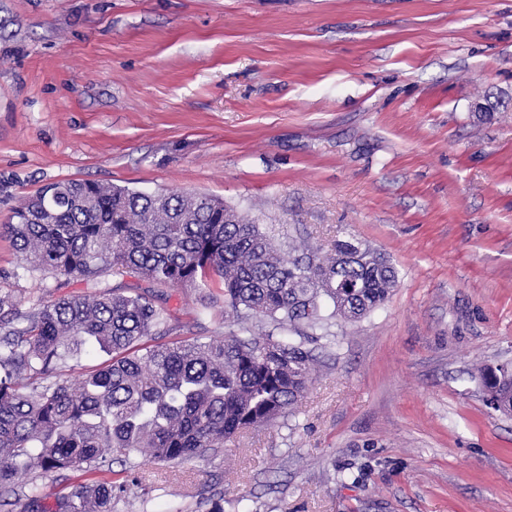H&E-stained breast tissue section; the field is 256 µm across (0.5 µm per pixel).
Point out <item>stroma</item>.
Wrapping results in <instances>:
<instances>
[{
	"instance_id": "obj_1",
	"label": "stroma",
	"mask_w": 512,
	"mask_h": 512,
	"mask_svg": "<svg viewBox=\"0 0 512 512\" xmlns=\"http://www.w3.org/2000/svg\"><path fill=\"white\" fill-rule=\"evenodd\" d=\"M222 199L280 246L353 238L398 272L387 300L306 340L292 415L187 463L134 457L112 512H512V0H0V225L44 184ZM25 271L20 309L87 293ZM162 288L169 333L231 330ZM37 483L54 504L80 479ZM482 383L486 396L491 402H499L506 414L512 413V367L501 365L490 367L482 373Z\"/></svg>"
}]
</instances>
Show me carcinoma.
Returning a JSON list of instances; mask_svg holds the SVG:
<instances>
[{
	"instance_id": "cac0c4a2",
	"label": "carcinoma",
	"mask_w": 512,
	"mask_h": 512,
	"mask_svg": "<svg viewBox=\"0 0 512 512\" xmlns=\"http://www.w3.org/2000/svg\"><path fill=\"white\" fill-rule=\"evenodd\" d=\"M6 225L29 271L94 288L31 311L0 295V487L20 472L105 471L147 454L189 462L290 413L310 381L312 351L281 336L356 321L397 282L382 254L351 240L332 254L283 256L256 220L206 195L146 194L83 180L49 183ZM107 272L148 287L99 289ZM222 286L237 330L216 340L165 337L170 314L156 288ZM267 330L256 336L253 327ZM87 346L112 359L74 383L58 366ZM486 396L512 413V367L482 373ZM126 482H74L55 512H112Z\"/></svg>"
}]
</instances>
